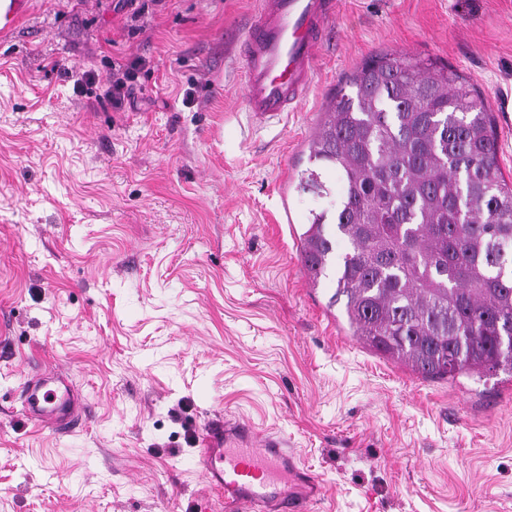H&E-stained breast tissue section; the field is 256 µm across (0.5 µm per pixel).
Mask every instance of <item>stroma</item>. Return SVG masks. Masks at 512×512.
<instances>
[{
	"label": "stroma",
	"mask_w": 512,
	"mask_h": 512,
	"mask_svg": "<svg viewBox=\"0 0 512 512\" xmlns=\"http://www.w3.org/2000/svg\"><path fill=\"white\" fill-rule=\"evenodd\" d=\"M141 2L28 0L0 34V512H226L196 465L215 419L286 438L313 512H512V375L427 380L364 348L295 238L336 195L279 197L384 53L467 77L512 180V0H341L310 93L271 124L236 48L256 0ZM135 60L148 111L76 91ZM39 371L81 421L25 414Z\"/></svg>",
	"instance_id": "stroma-1"
}]
</instances>
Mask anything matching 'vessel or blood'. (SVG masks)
<instances>
[{
	"label": "vessel or blood",
	"instance_id": "1",
	"mask_svg": "<svg viewBox=\"0 0 512 512\" xmlns=\"http://www.w3.org/2000/svg\"><path fill=\"white\" fill-rule=\"evenodd\" d=\"M252 25L239 39L244 102L259 123L282 119L314 83L317 56L340 11L339 0H256ZM31 418L58 426L74 420L79 403L50 387L47 378L26 386ZM199 465L224 503L246 512H306L320 498L311 474H300L286 440L243 433L238 427L205 435Z\"/></svg>",
	"mask_w": 512,
	"mask_h": 512
}]
</instances>
